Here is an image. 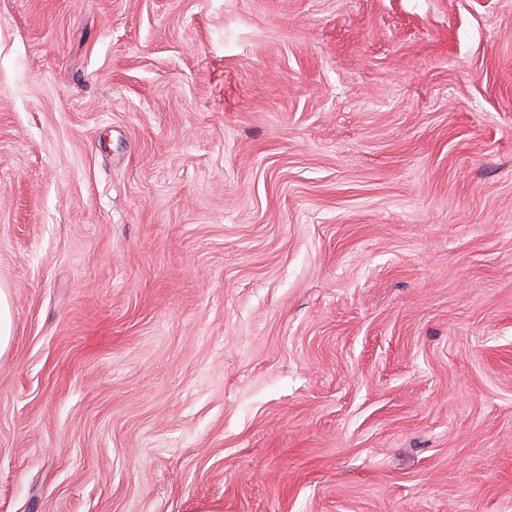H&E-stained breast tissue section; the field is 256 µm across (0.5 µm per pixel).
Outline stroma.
I'll return each instance as SVG.
<instances>
[{
    "label": "stroma",
    "instance_id": "obj_1",
    "mask_svg": "<svg viewBox=\"0 0 512 512\" xmlns=\"http://www.w3.org/2000/svg\"><path fill=\"white\" fill-rule=\"evenodd\" d=\"M0 512H512V0H0ZM13 338V317L7 292L0 289V358L8 351Z\"/></svg>",
    "mask_w": 512,
    "mask_h": 512
}]
</instances>
